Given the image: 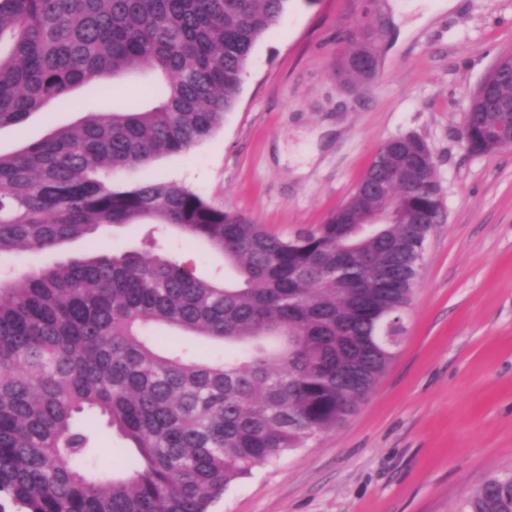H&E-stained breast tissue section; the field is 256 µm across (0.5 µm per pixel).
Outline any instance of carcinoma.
I'll use <instances>...</instances> for the list:
<instances>
[{
    "label": "carcinoma",
    "mask_w": 512,
    "mask_h": 512,
    "mask_svg": "<svg viewBox=\"0 0 512 512\" xmlns=\"http://www.w3.org/2000/svg\"><path fill=\"white\" fill-rule=\"evenodd\" d=\"M287 2L0 0V128L69 111L96 80L139 77L154 98L0 153V255L155 224L232 272L201 279L147 241L0 280V512H209L254 467L343 424L396 356L383 315L403 318L416 288L395 276L416 273L442 209L434 159L426 180L413 170L418 143L380 150L340 207L291 235L173 181L112 185L222 125ZM486 80L479 154L495 150L482 128L512 121V69ZM371 212L394 223H364ZM196 338L234 351L200 363ZM100 427L132 449L123 467L93 458ZM453 512H512V469Z\"/></svg>",
    "instance_id": "cac0c4a2"
}]
</instances>
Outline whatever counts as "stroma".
<instances>
[{
	"label": "stroma",
	"mask_w": 512,
	"mask_h": 512,
	"mask_svg": "<svg viewBox=\"0 0 512 512\" xmlns=\"http://www.w3.org/2000/svg\"><path fill=\"white\" fill-rule=\"evenodd\" d=\"M420 6L410 31L395 8ZM378 74L344 87L336 67L366 12ZM512 54V0H288L255 45L223 125L188 153L112 176L163 179L285 235L323 223L381 143L430 147L443 210L431 233L396 358L354 416L312 447L257 466L215 512H451L488 475L512 467V148L470 153L461 112ZM80 112L43 109L0 129L11 153ZM147 225L102 229L40 253L0 259L19 275L82 256L90 243L140 248Z\"/></svg>",
	"instance_id": "35a3bbf8"
}]
</instances>
